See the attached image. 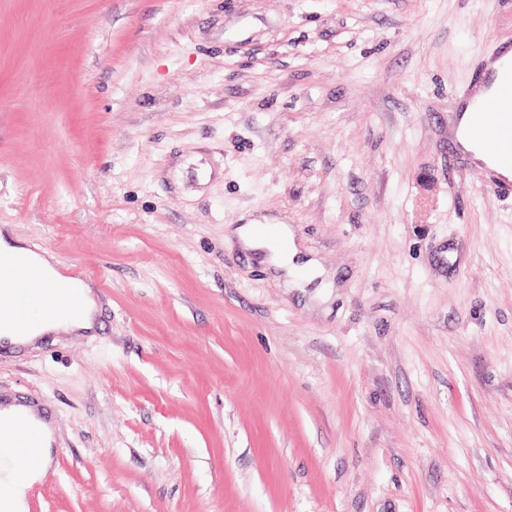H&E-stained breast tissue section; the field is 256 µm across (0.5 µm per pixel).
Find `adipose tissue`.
Returning a JSON list of instances; mask_svg holds the SVG:
<instances>
[{
    "instance_id": "obj_1",
    "label": "adipose tissue",
    "mask_w": 512,
    "mask_h": 512,
    "mask_svg": "<svg viewBox=\"0 0 512 512\" xmlns=\"http://www.w3.org/2000/svg\"><path fill=\"white\" fill-rule=\"evenodd\" d=\"M236 234L244 248L257 252L262 264L281 277H291L300 269L306 270L312 279L322 274L316 260L299 258L288 225L243 224L237 227ZM97 308L98 298L93 288L83 285L76 306L63 308L52 316L34 317L31 328L21 334L0 329V341L8 346L25 348L50 334H86L95 326ZM19 416L25 417L29 425L39 426L42 446L37 449L36 459L29 466L25 479L21 481L15 477L14 455L0 450V494L8 498L12 512H27V492L32 484L42 478L52 461V429L29 407L7 405L0 408L2 423L14 422Z\"/></svg>"
}]
</instances>
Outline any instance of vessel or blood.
I'll return each instance as SVG.
<instances>
[{
	"label": "vessel or blood",
	"instance_id": "obj_1",
	"mask_svg": "<svg viewBox=\"0 0 512 512\" xmlns=\"http://www.w3.org/2000/svg\"><path fill=\"white\" fill-rule=\"evenodd\" d=\"M497 63L495 87L474 109L467 135L497 165L512 167V57L493 56ZM72 283L46 285L41 271L19 260L0 262V314L10 319L12 330L27 328L34 314L49 316L61 304H76ZM37 432L26 426L0 427L1 448H35Z\"/></svg>",
	"mask_w": 512,
	"mask_h": 512
}]
</instances>
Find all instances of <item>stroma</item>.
Here are the masks:
<instances>
[{
	"mask_svg": "<svg viewBox=\"0 0 512 512\" xmlns=\"http://www.w3.org/2000/svg\"><path fill=\"white\" fill-rule=\"evenodd\" d=\"M503 41L512 0H0V233L100 302L0 351L28 512H512V192L448 128ZM235 233L244 248L257 252L261 257L260 262L284 277L287 283L288 277L298 269L307 271L309 283L323 274L315 259L298 258L293 234L287 224L250 222L238 226ZM18 416L28 419V421H21L26 425L39 426L42 447L37 448L39 436L28 426L0 427L1 448H35L36 451V460L29 466L25 479L19 481L15 477V455L0 450V491L8 498L12 512H27V492L32 484L42 478L51 464L53 434L49 424L27 406L7 405L0 409L2 423L20 422L15 419Z\"/></svg>",
	"mask_w": 512,
	"mask_h": 512,
	"instance_id": "stroma-1",
	"label": "stroma"
}]
</instances>
